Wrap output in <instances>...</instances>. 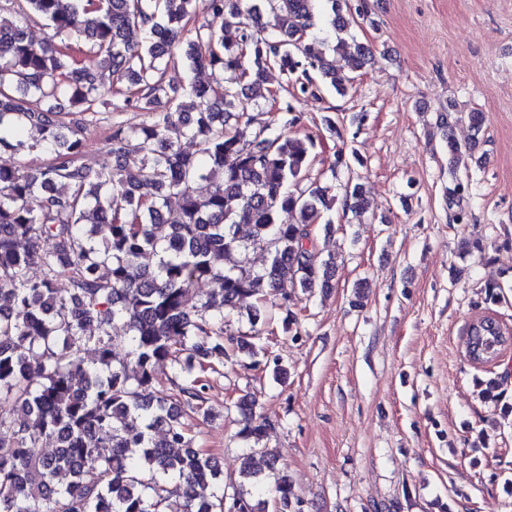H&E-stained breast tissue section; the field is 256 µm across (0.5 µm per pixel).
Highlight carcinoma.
<instances>
[{
	"mask_svg": "<svg viewBox=\"0 0 512 512\" xmlns=\"http://www.w3.org/2000/svg\"><path fill=\"white\" fill-rule=\"evenodd\" d=\"M24 2L17 19L0 18V155L26 148L50 159L35 169L0 165V512H168L171 480L181 512H255L244 493L262 477L253 457L225 505L224 471L191 445L182 418L186 408L201 410L195 363L224 355V313L287 282L304 292L330 287L334 261L305 248L314 225L331 227L335 203L329 187L311 180L313 138L238 108L246 90L272 99L286 125L301 120L265 87L273 66L295 77L303 95L319 91L312 70L346 93L350 78L326 56L344 43L314 35L322 21L346 28L341 0ZM201 11L221 18L220 29L199 21ZM34 18L49 29L39 44L28 35ZM137 32L140 41L131 39ZM177 55L222 81L187 80ZM97 64L134 92L112 98L97 83ZM98 103L145 111L151 121L112 125L107 157L91 167L79 159ZM26 127L41 134L27 146L17 139ZM184 140L195 150L185 151ZM133 153L141 159L131 171ZM462 155L448 137V209L458 223L469 195L457 174ZM201 182L210 185L204 196ZM345 206L366 209L360 184L346 186ZM241 224L266 246L260 270L237 235ZM147 254L151 267L142 264ZM202 281L216 288L198 300ZM503 298V285L487 280L484 302ZM118 323L124 339L112 335ZM466 335L470 349H498L490 327ZM166 362L188 380L177 394L155 389V368ZM481 386L512 425L499 382ZM235 408L239 435L263 440L267 421L255 400L244 395ZM43 439L55 442L48 455L33 451ZM252 452L275 474V512H301L276 454ZM89 470L93 482L84 480Z\"/></svg>",
	"mask_w": 512,
	"mask_h": 512,
	"instance_id": "carcinoma-1",
	"label": "carcinoma"
}]
</instances>
